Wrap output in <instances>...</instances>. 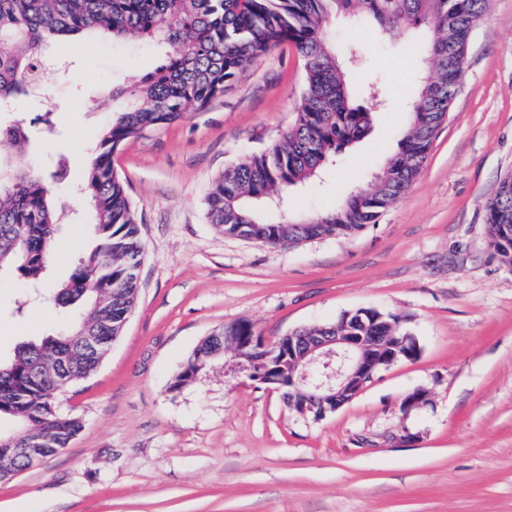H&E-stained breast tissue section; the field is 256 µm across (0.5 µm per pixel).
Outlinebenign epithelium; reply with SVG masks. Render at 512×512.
<instances>
[{
    "instance_id": "7a95c632",
    "label": "benign epithelium",
    "mask_w": 512,
    "mask_h": 512,
    "mask_svg": "<svg viewBox=\"0 0 512 512\" xmlns=\"http://www.w3.org/2000/svg\"><path fill=\"white\" fill-rule=\"evenodd\" d=\"M360 314L373 319V324L385 330L386 335L355 336L325 327L319 336L305 329L267 344L259 336L224 329L208 339L215 345L224 343L261 352L259 359L238 364L237 373L277 390L291 383L301 384L304 402L297 406L296 413L320 419L352 401L381 370L400 361H411L419 354L415 337L407 333L394 335L400 324L385 319L375 309L363 308ZM79 341L84 350L102 359L111 349L98 336H82ZM35 448L33 442L26 448L0 447V457H10L23 472L43 461Z\"/></svg>"
}]
</instances>
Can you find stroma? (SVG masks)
Masks as SVG:
<instances>
[{
  "mask_svg": "<svg viewBox=\"0 0 512 512\" xmlns=\"http://www.w3.org/2000/svg\"><path fill=\"white\" fill-rule=\"evenodd\" d=\"M352 80L378 87L371 133L290 199L301 215L340 204L397 150L428 69L427 35L387 40L361 19L331 21ZM47 52L56 132L30 159L69 176L46 286L95 243L74 187L112 110L113 84L154 71L162 46L66 37ZM303 62L275 46L223 96L113 155L141 229L137 307L110 354L59 400L83 428L67 448L0 482V512H512V268L490 245L485 207L512 174V0L473 28L460 90L408 191L349 236L276 247L224 235L206 195L224 168L278 142L302 102ZM26 284L0 277V355L61 333L68 312L20 308ZM375 308L401 318L420 354L382 370L321 420L223 360L174 392V373L212 332L240 322L273 342ZM423 405L403 411L414 390Z\"/></svg>",
  "mask_w": 512,
  "mask_h": 512,
  "instance_id": "obj_1",
  "label": "stroma"
}]
</instances>
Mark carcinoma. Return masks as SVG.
Segmentation results:
<instances>
[{"label":"carcinoma","mask_w":512,"mask_h":512,"mask_svg":"<svg viewBox=\"0 0 512 512\" xmlns=\"http://www.w3.org/2000/svg\"><path fill=\"white\" fill-rule=\"evenodd\" d=\"M489 0H0V109L29 97L43 78L41 51L58 37L104 33L114 41L131 36L168 48L166 62L139 79L112 87V113L91 150L78 192L95 216L97 245L46 301L85 314L65 331L18 345L0 358V445L18 448L42 439L50 451L67 447L82 421L58 410L66 384L87 377L99 362L85 356L77 336L93 329L111 338L136 309L142 262L140 227L125 186L113 169L115 150L131 138L180 119L224 94V89L271 47L290 43L304 61L302 104L283 139L224 169L206 198L210 223L224 235L260 225L258 242L293 243L308 232L348 234L377 222L419 174L457 95L470 34ZM359 17L392 38L428 33L430 73L407 106L408 119L383 179L348 197L335 209L304 220L272 207L273 200L318 177L347 147L370 131L373 112L366 88L348 83L326 36L337 17ZM14 147L0 157V275L16 273L42 285L61 214L51 181L29 160V129L21 120L0 124V140ZM486 224L496 254L512 265V175L486 205ZM341 323L360 336L376 329L358 313Z\"/></svg>","instance_id":"cac0c4a2"}]
</instances>
